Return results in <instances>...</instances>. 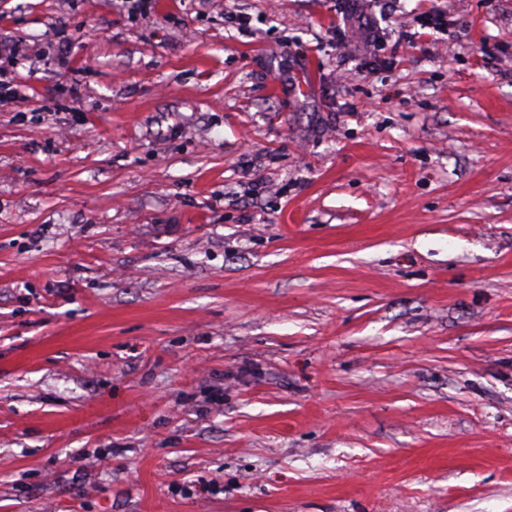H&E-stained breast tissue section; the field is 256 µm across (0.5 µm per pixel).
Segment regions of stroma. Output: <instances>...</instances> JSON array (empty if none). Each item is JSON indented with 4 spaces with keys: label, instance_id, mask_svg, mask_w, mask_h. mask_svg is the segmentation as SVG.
I'll return each instance as SVG.
<instances>
[{
    "label": "stroma",
    "instance_id": "stroma-1",
    "mask_svg": "<svg viewBox=\"0 0 512 512\" xmlns=\"http://www.w3.org/2000/svg\"><path fill=\"white\" fill-rule=\"evenodd\" d=\"M348 8L0 0V512H512V0ZM3 51L8 53L4 59L7 65L0 67V105L2 103H17L26 99L25 77L18 71L19 50L15 45L3 46Z\"/></svg>",
    "mask_w": 512,
    "mask_h": 512
}]
</instances>
